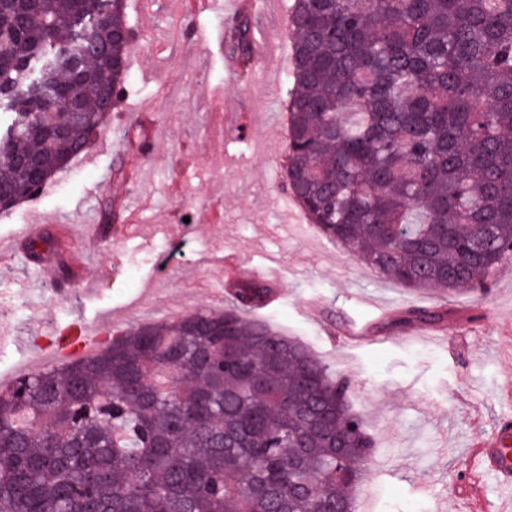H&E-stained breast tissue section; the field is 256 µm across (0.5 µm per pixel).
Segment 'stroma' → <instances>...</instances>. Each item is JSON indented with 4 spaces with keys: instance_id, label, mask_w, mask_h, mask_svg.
Segmentation results:
<instances>
[{
    "instance_id": "obj_1",
    "label": "stroma",
    "mask_w": 512,
    "mask_h": 512,
    "mask_svg": "<svg viewBox=\"0 0 512 512\" xmlns=\"http://www.w3.org/2000/svg\"><path fill=\"white\" fill-rule=\"evenodd\" d=\"M224 2L188 15L184 0H128V100L45 194L0 210V376L40 359L36 345L72 323L129 329L199 309L220 310L235 251L255 266L275 257L288 296L260 310L349 378L376 453L362 484L375 512H455L470 475L468 445L490 434L502 409L500 355L512 350V267L481 291H416L366 274L308 220L282 178L288 130L282 101L290 69L292 0H268L256 34L268 54L232 78L224 71ZM128 225L125 236L103 222ZM53 242L33 254L26 225ZM69 289L61 298L59 289ZM324 306L322 321L304 306ZM398 312L447 309L451 342L384 323L350 348L330 331L373 319L371 303Z\"/></svg>"
}]
</instances>
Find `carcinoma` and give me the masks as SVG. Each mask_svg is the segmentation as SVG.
Instances as JSON below:
<instances>
[{"mask_svg":"<svg viewBox=\"0 0 512 512\" xmlns=\"http://www.w3.org/2000/svg\"><path fill=\"white\" fill-rule=\"evenodd\" d=\"M126 0H0V210L83 153L129 77ZM283 172L386 279L470 291L512 258V0H293ZM255 22L229 25L250 66ZM80 91L82 112H50ZM132 327L0 391V512H353L375 442L350 383L264 318ZM447 312L412 308L402 323Z\"/></svg>","mask_w":512,"mask_h":512,"instance_id":"cac0c4a2","label":"carcinoma"}]
</instances>
